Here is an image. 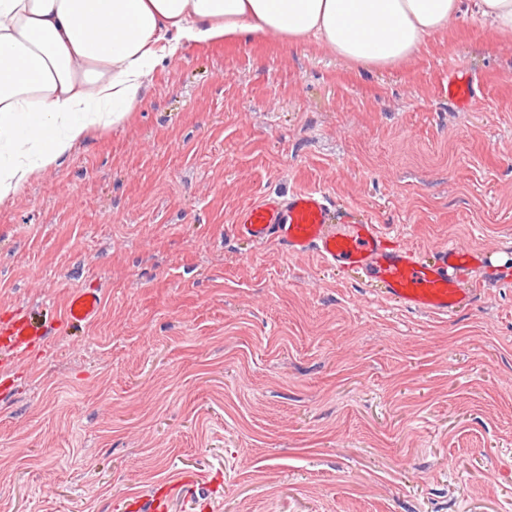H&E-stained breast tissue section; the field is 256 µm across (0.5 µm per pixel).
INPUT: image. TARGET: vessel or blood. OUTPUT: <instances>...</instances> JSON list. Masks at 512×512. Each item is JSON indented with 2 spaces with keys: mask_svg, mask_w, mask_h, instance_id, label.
<instances>
[{
  "mask_svg": "<svg viewBox=\"0 0 512 512\" xmlns=\"http://www.w3.org/2000/svg\"><path fill=\"white\" fill-rule=\"evenodd\" d=\"M448 97L461 109L473 106L474 84L466 74L452 75ZM233 230L257 244L278 243L291 255L316 251L325 266L356 271L410 310L450 317L475 296L464 281L472 253L451 244L427 257L408 247L389 246L378 225L359 211L336 208L320 191L262 197L238 211ZM99 304L98 290L76 292L67 307L68 321L90 320ZM38 333L30 320L15 321L7 330V346L16 356H24Z\"/></svg>",
  "mask_w": 512,
  "mask_h": 512,
  "instance_id": "b4317fda",
  "label": "vessel or blood"
}]
</instances>
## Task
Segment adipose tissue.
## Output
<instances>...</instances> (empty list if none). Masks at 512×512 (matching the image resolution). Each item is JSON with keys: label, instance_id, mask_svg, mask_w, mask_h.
<instances>
[{"label": "adipose tissue", "instance_id": "1", "mask_svg": "<svg viewBox=\"0 0 512 512\" xmlns=\"http://www.w3.org/2000/svg\"><path fill=\"white\" fill-rule=\"evenodd\" d=\"M471 5L512 33V0H0V203L92 131L123 124L166 45L313 37L387 69Z\"/></svg>", "mask_w": 512, "mask_h": 512}]
</instances>
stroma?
I'll use <instances>...</instances> for the list:
<instances>
[{"label": "stroma", "instance_id": "obj_1", "mask_svg": "<svg viewBox=\"0 0 512 512\" xmlns=\"http://www.w3.org/2000/svg\"><path fill=\"white\" fill-rule=\"evenodd\" d=\"M294 190L481 253L472 305L406 310L234 235ZM22 316L51 332L0 349V512H512V36L470 12L392 70L181 43L0 205V333ZM474 83L463 73H454L448 80V98L463 110L471 108L475 102ZM100 304V294L96 289H84L70 298L67 307V319L72 324H81L90 320Z\"/></svg>", "mask_w": 512, "mask_h": 512}]
</instances>
